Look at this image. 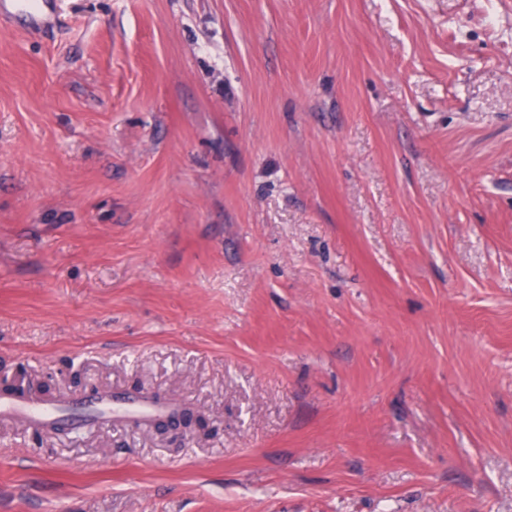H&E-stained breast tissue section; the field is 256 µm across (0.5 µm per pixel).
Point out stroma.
Returning <instances> with one entry per match:
<instances>
[{
	"label": "stroma",
	"mask_w": 512,
	"mask_h": 512,
	"mask_svg": "<svg viewBox=\"0 0 512 512\" xmlns=\"http://www.w3.org/2000/svg\"><path fill=\"white\" fill-rule=\"evenodd\" d=\"M0 24V512H512V0H55ZM167 410L168 407L154 403L148 398L128 400L124 397H113L82 411L72 412L55 404H32L19 393L0 394L1 415L20 414L30 425L65 422L74 430L83 428L88 421L123 419L129 414L147 420Z\"/></svg>",
	"instance_id": "obj_1"
}]
</instances>
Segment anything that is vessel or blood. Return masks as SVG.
I'll use <instances>...</instances> for the list:
<instances>
[{
    "label": "vessel or blood",
    "instance_id": "obj_1",
    "mask_svg": "<svg viewBox=\"0 0 512 512\" xmlns=\"http://www.w3.org/2000/svg\"><path fill=\"white\" fill-rule=\"evenodd\" d=\"M15 16L22 18L30 30L38 31L46 28L52 20L49 0H0V21L9 20ZM163 411L162 405L147 398L129 400L113 397L82 411L72 412L55 404L30 403L18 393L0 394L1 415L17 413L24 416L31 424L51 425L64 422L76 430L83 428L90 421L122 419L130 414L147 420Z\"/></svg>",
    "mask_w": 512,
    "mask_h": 512
}]
</instances>
